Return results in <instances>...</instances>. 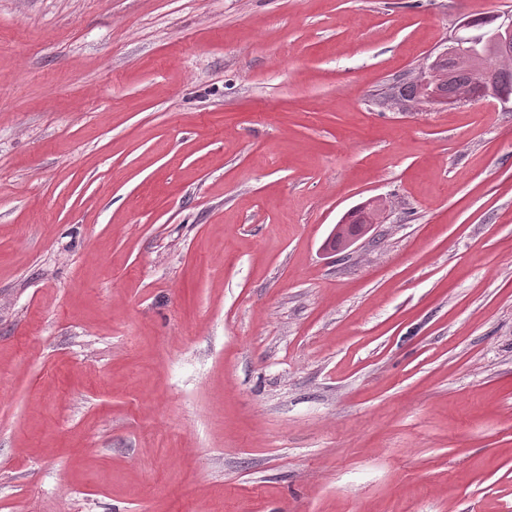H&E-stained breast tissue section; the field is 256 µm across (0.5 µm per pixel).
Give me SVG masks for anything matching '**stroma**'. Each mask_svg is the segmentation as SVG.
<instances>
[{
	"label": "stroma",
	"instance_id": "stroma-1",
	"mask_svg": "<svg viewBox=\"0 0 512 512\" xmlns=\"http://www.w3.org/2000/svg\"><path fill=\"white\" fill-rule=\"evenodd\" d=\"M510 11L0 0V512H512ZM497 20L500 21L497 23L495 29V27H488L495 21V17L493 16L473 19L468 23L471 28L487 31L488 33L493 32L495 29V32L492 34L471 33L464 38L457 36L452 40L449 46L435 57V60L439 57H445L448 58V61H451L453 57L461 56L463 54H471L472 56H477L478 58L483 59L484 55L481 49L487 44H498L503 50L508 49L512 42V12L507 15L498 14ZM435 60L430 64L419 68L418 71H415L410 75L412 80L417 84L412 81L396 84L399 90L398 95L409 99H418L422 96V89L418 84L424 87L428 85L430 82L429 74L432 71ZM483 62L464 58L456 68L454 79L448 83L447 68L442 65L434 67L437 72L432 77L430 89L441 96L467 95L469 97L483 96L484 90L491 86L500 94L512 96V50L501 53L497 50L490 52L486 66Z\"/></svg>",
	"mask_w": 512,
	"mask_h": 512
}]
</instances>
